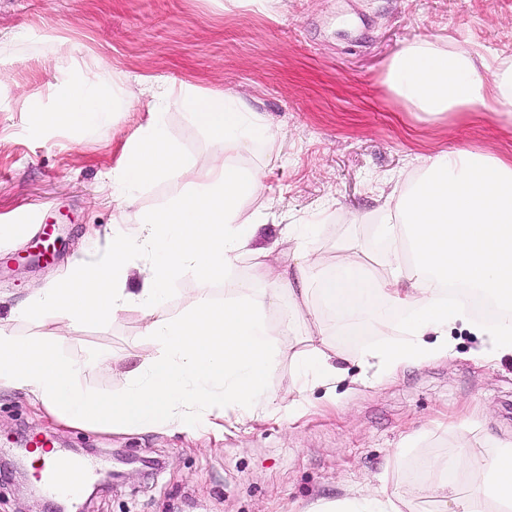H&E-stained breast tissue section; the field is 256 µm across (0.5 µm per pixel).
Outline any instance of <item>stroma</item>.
<instances>
[{
  "instance_id": "obj_1",
  "label": "stroma",
  "mask_w": 512,
  "mask_h": 512,
  "mask_svg": "<svg viewBox=\"0 0 512 512\" xmlns=\"http://www.w3.org/2000/svg\"><path fill=\"white\" fill-rule=\"evenodd\" d=\"M418 42L448 50L466 42L512 60V0H0V226L31 227L20 241L0 236V319L54 283L76 254L107 245L119 204L105 175L123 164L128 141L150 117L153 89L164 84L234 91L277 133L274 143L258 138L232 153L262 169L266 183L264 195L244 206L261 228L255 248L237 256L234 276L260 294L264 271L293 270L302 253L319 262L305 282L300 322L285 327L279 310L267 317L280 409L261 400L246 411L225 405L217 434L103 432L60 423L23 394L1 391L0 512L49 505L20 487L18 459L37 438L106 472L122 456L148 460L129 478L98 485L75 502L76 512H298L381 488L399 495L405 512H439V498L417 478L419 464L447 461L461 448L478 465L463 473L458 494L482 485L480 464L496 454L490 438L512 440V355H494L458 325L448 331L447 354L365 373L355 359L382 342L378 328L364 324L365 338L345 341L319 293L320 275L335 272L344 243L362 266L387 274L380 212L429 156L456 146L512 158V125L493 114L431 122L388 90L391 58ZM96 75L124 101L106 122L36 124L33 108L52 110L61 88ZM161 110L187 157L223 151L178 102ZM185 188V178L171 173L145 185L135 209H161ZM42 209L57 241L47 262L29 253ZM294 224L319 225V234L285 242ZM12 328L55 341L75 361L109 359V367L76 379L96 392H122L128 369L156 350L134 309L74 333L56 316ZM317 328L345 377L303 390L295 358Z\"/></svg>"
}]
</instances>
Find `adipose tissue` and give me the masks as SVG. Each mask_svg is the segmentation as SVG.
I'll return each instance as SVG.
<instances>
[{
    "mask_svg": "<svg viewBox=\"0 0 512 512\" xmlns=\"http://www.w3.org/2000/svg\"><path fill=\"white\" fill-rule=\"evenodd\" d=\"M384 82L409 111L432 121L484 111L512 122V63L490 62L463 46L448 53L428 43L407 45L389 62ZM160 96L176 99L200 129L224 144L225 154L193 163L170 140L160 114H153L128 142L125 163L113 170L112 195L133 206L145 184L175 171L189 173V191L135 223L114 225L112 243L99 258H76L54 285L34 290L11 309L9 321H0V390L21 391L66 423L101 430L172 426L193 433L208 429L214 407L224 402L244 409L259 398L273 407L280 403L268 384L276 349L265 311L280 295L295 299L305 291L287 277L275 279L264 295L227 280L238 253L259 231L244 219L243 205L265 188L263 173L231 160L229 152L254 135L271 141L276 134L230 91L207 97L166 85ZM114 101L105 82L90 79L62 90L55 108L37 112L36 122L96 124L108 120ZM381 231L398 244L392 257L404 263L403 275L391 281L364 276L348 262L320 290L322 301L350 323L384 328L390 309L409 311L405 340L362 352L359 363L392 371L427 352H447L448 327L457 322L498 352L512 354V315L477 321L466 304L445 293L448 284H462L512 312V158L455 147L427 158L397 211H384ZM135 271L141 280L132 289L128 281ZM189 273L197 285L192 308L162 313L174 284ZM224 281L232 296L215 301L211 291ZM132 308L157 351L129 370V386L118 394L83 389L75 382L81 364L65 358L55 342L23 338L10 327L55 315L75 331ZM307 341L298 357L302 382L335 379L336 354L323 332L309 333ZM495 446L496 455L483 464L485 482L470 497L455 496L448 483L449 472L472 466L469 453L447 463L423 462L421 477L440 499H453L456 512H485L489 498L512 510V442ZM313 512H404V504L397 494L377 490L320 502Z\"/></svg>",
    "mask_w": 512,
    "mask_h": 512,
    "instance_id": "ef3b65f1",
    "label": "adipose tissue"
}]
</instances>
